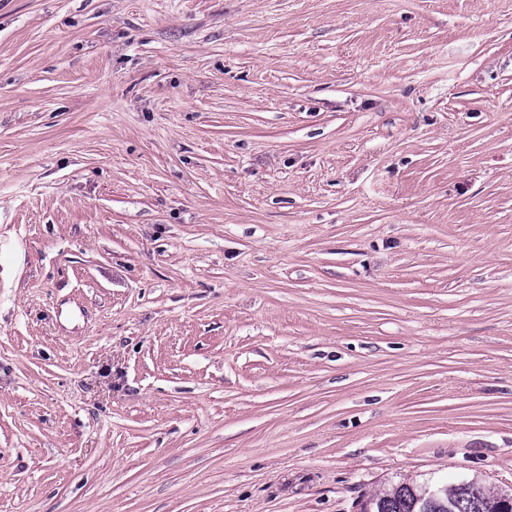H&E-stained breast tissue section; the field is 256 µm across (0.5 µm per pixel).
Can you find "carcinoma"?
Here are the masks:
<instances>
[{"mask_svg":"<svg viewBox=\"0 0 512 512\" xmlns=\"http://www.w3.org/2000/svg\"><path fill=\"white\" fill-rule=\"evenodd\" d=\"M434 492L440 497L432 498ZM507 492L493 493L482 481L430 476L402 480L361 502L362 512H498Z\"/></svg>","mask_w":512,"mask_h":512,"instance_id":"cac0c4a2","label":"carcinoma"}]
</instances>
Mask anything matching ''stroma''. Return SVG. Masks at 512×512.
Instances as JSON below:
<instances>
[{"instance_id": "stroma-1", "label": "stroma", "mask_w": 512, "mask_h": 512, "mask_svg": "<svg viewBox=\"0 0 512 512\" xmlns=\"http://www.w3.org/2000/svg\"><path fill=\"white\" fill-rule=\"evenodd\" d=\"M512 490V0H0V512Z\"/></svg>"}]
</instances>
